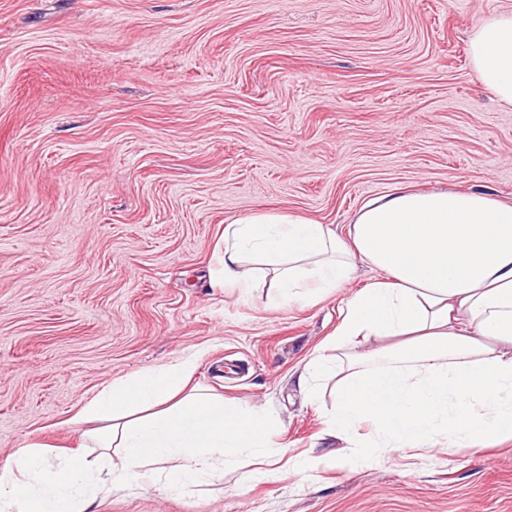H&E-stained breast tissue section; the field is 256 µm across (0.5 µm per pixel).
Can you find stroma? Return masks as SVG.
<instances>
[{
  "label": "stroma",
  "mask_w": 512,
  "mask_h": 512,
  "mask_svg": "<svg viewBox=\"0 0 512 512\" xmlns=\"http://www.w3.org/2000/svg\"><path fill=\"white\" fill-rule=\"evenodd\" d=\"M512 0H0V465L25 443L98 462L81 406L192 355L196 384L265 411L286 459L191 493L135 484L94 512H512V443L408 449L303 477L334 380L296 377L351 289L286 305L211 287L226 223L287 211L345 233L401 187L512 201V107L467 35Z\"/></svg>",
  "instance_id": "stroma-1"
}]
</instances>
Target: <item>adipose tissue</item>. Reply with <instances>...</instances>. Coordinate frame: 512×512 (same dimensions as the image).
Instances as JSON below:
<instances>
[{"instance_id": "obj_1", "label": "adipose tissue", "mask_w": 512, "mask_h": 512, "mask_svg": "<svg viewBox=\"0 0 512 512\" xmlns=\"http://www.w3.org/2000/svg\"><path fill=\"white\" fill-rule=\"evenodd\" d=\"M468 54L480 82L512 107V9L478 24ZM366 264L377 278L347 302L334 348L372 339L339 378L327 437L340 465L408 448H473L512 440V203L479 189L400 188L370 200L346 234L290 213L254 211L229 222L215 288L249 301L259 266L285 304L316 299ZM196 361L140 370L88 400L84 446L124 451L122 466L57 465L28 443L0 466V512H91L105 485L167 492L217 478L226 461L274 467L272 420L191 389ZM371 423L373 435L358 430Z\"/></svg>"}]
</instances>
